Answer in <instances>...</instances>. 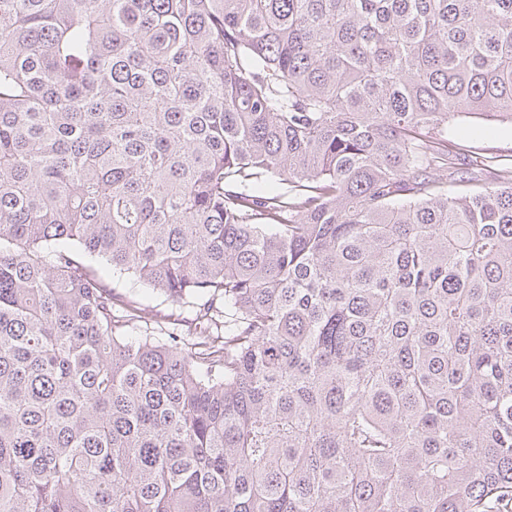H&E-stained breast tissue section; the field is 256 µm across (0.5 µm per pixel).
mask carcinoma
<instances>
[{
    "label": "carcinoma",
    "instance_id": "cac0c4a2",
    "mask_svg": "<svg viewBox=\"0 0 512 512\" xmlns=\"http://www.w3.org/2000/svg\"><path fill=\"white\" fill-rule=\"evenodd\" d=\"M462 117L512 0H0V512H512ZM114 286H116V291L119 293L138 295L151 305H160L161 307L167 305V303L164 302V296L156 292L153 293L151 290L142 288L139 283L132 279H116L114 281Z\"/></svg>",
    "mask_w": 512,
    "mask_h": 512
}]
</instances>
